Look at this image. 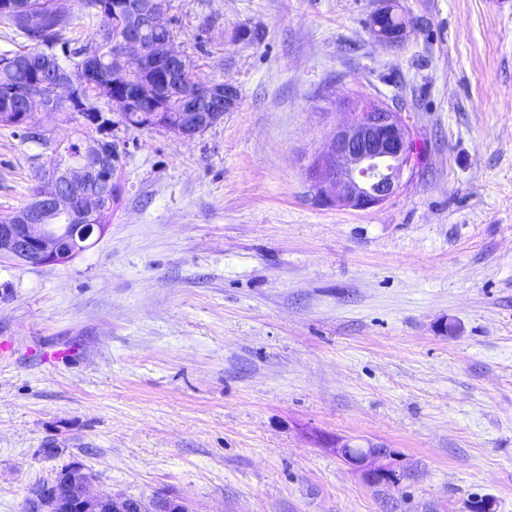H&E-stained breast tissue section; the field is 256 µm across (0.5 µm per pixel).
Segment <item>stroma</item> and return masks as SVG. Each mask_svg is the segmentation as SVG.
<instances>
[{"mask_svg": "<svg viewBox=\"0 0 512 512\" xmlns=\"http://www.w3.org/2000/svg\"><path fill=\"white\" fill-rule=\"evenodd\" d=\"M385 6L392 43L369 30ZM168 20L239 102L192 140L109 112L105 234L64 264L0 258V512L72 463L188 512H512V0H169ZM355 98L417 149L365 210L312 178ZM36 119L41 144L0 124V217L76 137ZM340 438L386 448L390 478ZM336 453L355 468L361 469L371 479L383 472L381 467H373L374 460L387 455L386 448H353L347 440L336 441Z\"/></svg>", "mask_w": 512, "mask_h": 512, "instance_id": "stroma-1", "label": "stroma"}]
</instances>
